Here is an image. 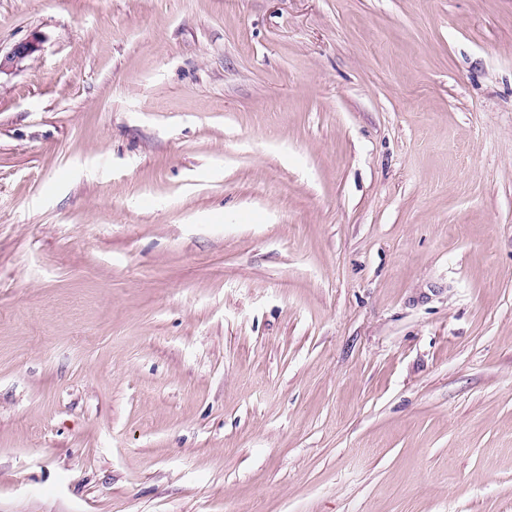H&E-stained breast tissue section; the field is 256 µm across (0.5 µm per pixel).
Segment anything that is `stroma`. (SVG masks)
I'll return each mask as SVG.
<instances>
[{"instance_id":"obj_1","label":"stroma","mask_w":512,"mask_h":512,"mask_svg":"<svg viewBox=\"0 0 512 512\" xmlns=\"http://www.w3.org/2000/svg\"><path fill=\"white\" fill-rule=\"evenodd\" d=\"M0 512H512V0H0ZM41 37L33 35L29 40L18 43L3 57L0 51V74L18 67L40 50Z\"/></svg>"}]
</instances>
